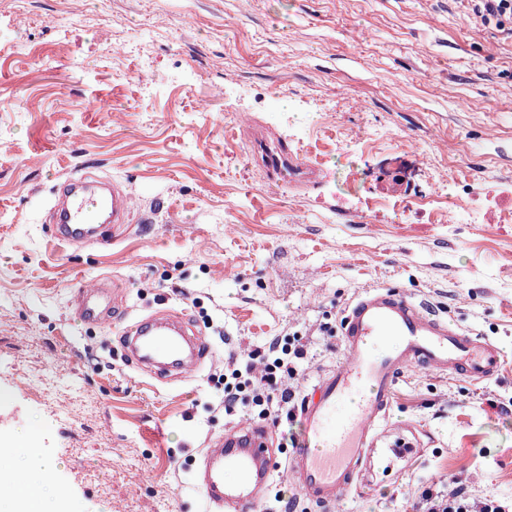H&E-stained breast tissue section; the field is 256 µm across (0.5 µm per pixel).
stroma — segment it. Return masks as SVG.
<instances>
[{
	"label": "stroma",
	"instance_id": "stroma-1",
	"mask_svg": "<svg viewBox=\"0 0 512 512\" xmlns=\"http://www.w3.org/2000/svg\"><path fill=\"white\" fill-rule=\"evenodd\" d=\"M0 2V444L50 463L75 512H205L193 460L252 419L224 414V360L332 328L303 390L341 364L342 314L393 286L498 346L482 383L410 368L385 451L335 512H416L430 484L512 500V39L468 0ZM356 129L360 138L341 139ZM309 153L316 183L275 185L256 137ZM92 168L136 201L109 244L46 222L54 185ZM448 186L433 223L414 200ZM482 192L466 224L454 182ZM387 206L351 223L370 197ZM111 278L132 314L186 313L215 359L162 383L127 364L120 322L86 328L76 283Z\"/></svg>",
	"mask_w": 512,
	"mask_h": 512
}]
</instances>
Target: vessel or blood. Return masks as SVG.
<instances>
[{
    "label": "vessel or blood",
    "mask_w": 512,
    "mask_h": 512,
    "mask_svg": "<svg viewBox=\"0 0 512 512\" xmlns=\"http://www.w3.org/2000/svg\"><path fill=\"white\" fill-rule=\"evenodd\" d=\"M261 161L275 183L312 181L314 170L294 159L286 144L261 140ZM132 213L129 193L96 185L88 176L65 178L52 199L56 239L68 243L104 242V224L125 223ZM74 316L83 325L110 323L116 306L111 280L73 289ZM345 359L314 385L299 410L302 437L286 461L300 495L323 507L340 501L362 480L378 451L393 387L405 369L426 367L470 381L497 376L498 347L426 310L392 287L362 291L341 319ZM127 362L155 377L183 376L211 357L202 331L180 312H155L132 318L122 328ZM397 341L378 353L379 343ZM270 427L251 421L225 429L194 461V484L209 512H252L265 498L277 468ZM234 481H226V473Z\"/></svg>",
    "instance_id": "b4317fda"
}]
</instances>
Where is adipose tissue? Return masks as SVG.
<instances>
[{
    "label": "adipose tissue",
    "mask_w": 512,
    "mask_h": 512,
    "mask_svg": "<svg viewBox=\"0 0 512 512\" xmlns=\"http://www.w3.org/2000/svg\"><path fill=\"white\" fill-rule=\"evenodd\" d=\"M47 462L39 455L16 460L12 449L0 448V512H58L45 490Z\"/></svg>",
    "instance_id": "obj_1"
}]
</instances>
